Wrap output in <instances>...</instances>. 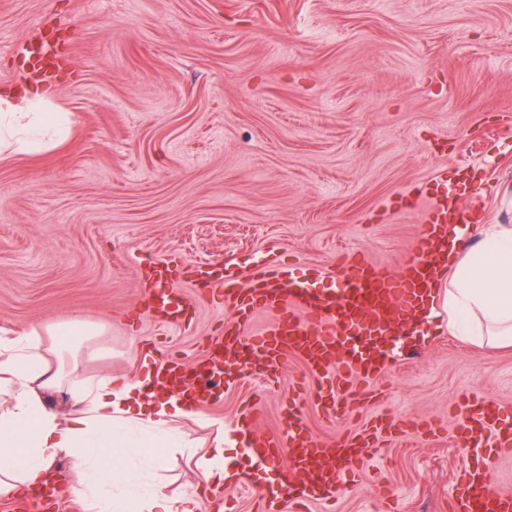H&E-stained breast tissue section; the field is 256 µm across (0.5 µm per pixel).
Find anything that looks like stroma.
<instances>
[{
    "instance_id": "obj_1",
    "label": "stroma",
    "mask_w": 512,
    "mask_h": 512,
    "mask_svg": "<svg viewBox=\"0 0 512 512\" xmlns=\"http://www.w3.org/2000/svg\"><path fill=\"white\" fill-rule=\"evenodd\" d=\"M50 33L63 64L47 86L73 124L40 154L0 157V329L110 322L81 378L144 377L149 346L191 361L223 333L232 305L187 266L243 281L284 261L318 269L324 291L347 257L399 269L433 206L416 190L457 167L481 207L465 247L512 227V0H0V94L32 85L23 49ZM155 260L190 305L183 324L146 308ZM365 389L327 420L292 355L278 380L238 374L203 410L268 431L292 408L328 441L379 417L433 422L435 436L385 442L337 507L375 512L365 488L383 484L391 512H449L483 459L453 414L465 395L512 405V345L431 328ZM197 461L169 449L150 479L192 492Z\"/></svg>"
}]
</instances>
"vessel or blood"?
<instances>
[{"instance_id": "1", "label": "vessel or blood", "mask_w": 512, "mask_h": 512, "mask_svg": "<svg viewBox=\"0 0 512 512\" xmlns=\"http://www.w3.org/2000/svg\"><path fill=\"white\" fill-rule=\"evenodd\" d=\"M472 189L453 185L434 208L420 234L419 253L393 273L358 258L342 263V284L337 291L321 292L286 270L261 269L243 284H225L222 269L201 272L205 287L225 284V296L235 304V321L221 336L210 340L198 365L172 359L158 364L160 387L194 402H218L223 397L226 366L244 370L262 368L275 377L282 357L300 353L312 376L328 380L333 391L328 416L342 415L355 394L354 380L369 381L393 367L402 343L400 326H420L433 300L435 284L448 268L447 226L461 222L463 202ZM259 309L288 311L286 319L242 343L241 334ZM459 441L462 446L512 450V411L489 396L464 399L458 406ZM395 436L392 421L379 431L362 429L326 444L309 434L304 418L291 411L272 434L246 432V448L259 462L276 468L279 489L258 491L261 512H283L284 504L306 506L335 501L348 488L347 477L356 476L368 455L380 446L379 432ZM290 448L287 466H280L281 448ZM51 487L35 490L18 512H46L53 502ZM453 512H512V495L496 490L490 467L468 473L452 503Z\"/></svg>"}]
</instances>
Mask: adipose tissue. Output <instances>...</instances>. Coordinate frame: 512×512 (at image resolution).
I'll return each instance as SVG.
<instances>
[{
  "label": "adipose tissue",
  "mask_w": 512,
  "mask_h": 512,
  "mask_svg": "<svg viewBox=\"0 0 512 512\" xmlns=\"http://www.w3.org/2000/svg\"><path fill=\"white\" fill-rule=\"evenodd\" d=\"M48 93L29 97L0 95V142L14 153L32 151L36 131L64 132L65 113L46 111ZM451 277L443 307L431 318L448 316V332L478 345L512 338V228L487 233L478 248L452 255ZM107 325L79 327L46 323L29 327L22 338L0 339V392L11 401L0 408V496H9L51 477L57 461L69 460L80 480L71 492L89 512H196V496L170 495L149 484L146 473L160 469L168 448L191 447L175 425L190 412L176 397L149 393L145 380L114 375L95 383L65 372L64 362H50L41 345L52 337L63 354L94 352ZM78 387L68 415L55 413L46 394L63 381ZM205 424L214 441L198 462L202 486L236 481L240 468L224 454L237 447L220 417ZM136 458L138 467L126 465Z\"/></svg>",
  "instance_id": "adipose-tissue-1"
}]
</instances>
